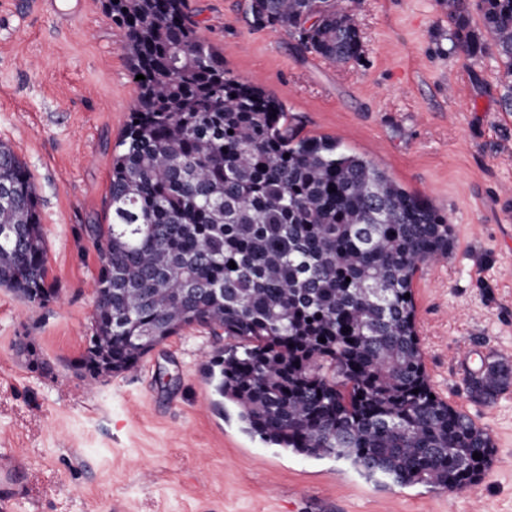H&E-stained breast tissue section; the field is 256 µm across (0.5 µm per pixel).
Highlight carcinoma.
Instances as JSON below:
<instances>
[{
  "label": "carcinoma",
  "instance_id": "carcinoma-1",
  "mask_svg": "<svg viewBox=\"0 0 512 512\" xmlns=\"http://www.w3.org/2000/svg\"><path fill=\"white\" fill-rule=\"evenodd\" d=\"M439 2L454 48L474 60L494 48L511 76L512 0ZM106 8L131 75L145 79L112 156L108 223L80 227L101 266L78 367L93 380L99 367L126 371L182 328L206 327L242 341L212 358L209 379L250 433L401 486L475 484L492 435L434 394L404 298L422 265L454 250L452 225L338 140L300 135L279 99L225 72L185 0ZM246 15L338 66L364 52L336 0H247ZM0 287L40 305L55 295L36 187L3 142ZM466 386L491 402L512 387V363L489 359Z\"/></svg>",
  "mask_w": 512,
  "mask_h": 512
}]
</instances>
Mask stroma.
<instances>
[{
    "label": "stroma",
    "instance_id": "1",
    "mask_svg": "<svg viewBox=\"0 0 512 512\" xmlns=\"http://www.w3.org/2000/svg\"><path fill=\"white\" fill-rule=\"evenodd\" d=\"M236 78L276 96L303 134L338 139L428 198L451 224L448 259L413 281L433 391L495 441L480 482L449 493L366 477L248 432L205 374L206 328L168 338L133 369L76 370L94 311L112 154L137 103L102 0H0V142L39 196L46 304L0 287V449L17 464L13 512H512V388L469 399L462 358L512 361V82L497 54L455 50L438 0L354 6L362 60L339 67L281 28H253L245 0H188Z\"/></svg>",
    "mask_w": 512,
    "mask_h": 512
}]
</instances>
